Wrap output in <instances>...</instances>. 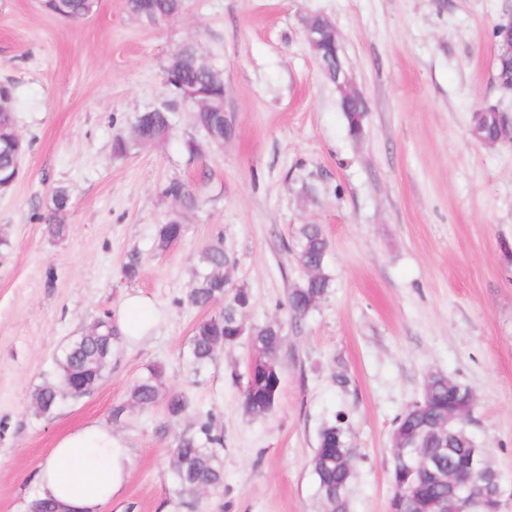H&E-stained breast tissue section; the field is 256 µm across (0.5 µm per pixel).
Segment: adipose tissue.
Returning <instances> with one entry per match:
<instances>
[{"mask_svg":"<svg viewBox=\"0 0 512 512\" xmlns=\"http://www.w3.org/2000/svg\"><path fill=\"white\" fill-rule=\"evenodd\" d=\"M154 306L141 295L128 296L117 324L128 336L152 328ZM131 456L110 427L92 422L61 438L34 482L41 497L59 503L65 512H102L123 487Z\"/></svg>","mask_w":512,"mask_h":512,"instance_id":"ef3b65f1","label":"adipose tissue"}]
</instances>
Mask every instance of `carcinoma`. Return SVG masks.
<instances>
[{
	"label": "carcinoma",
	"instance_id": "carcinoma-1",
	"mask_svg": "<svg viewBox=\"0 0 512 512\" xmlns=\"http://www.w3.org/2000/svg\"><path fill=\"white\" fill-rule=\"evenodd\" d=\"M45 8L52 14L73 19L89 16L94 0H44ZM127 10L142 13L145 20L159 23L169 16L178 15L184 8V0H128ZM168 87L178 84L194 86L203 93V108L194 112L196 127L204 134V140L190 137L183 142V149L190 159L204 156L213 145H222L230 139L234 129L224 130V80L219 68L208 57L192 47H184L168 58L164 65ZM14 90L11 84H0V181L9 182L19 171L18 151L15 149L13 112ZM347 132L358 139L364 130V113H343ZM175 127V113L171 107H160L136 114L131 124L130 136H117L112 141V156L122 159L133 151L167 138ZM161 196L176 201L184 214L194 210L199 203V187L177 178L171 179L161 189ZM69 197L59 188L53 196V208L45 216L53 235L63 234L64 212ZM183 222L168 218L160 225L157 247L168 248L183 237ZM295 255L301 268L311 269L303 281L290 289L288 308L296 319L305 318L325 299L332 287L327 270L330 241L319 224H303L298 230ZM232 265L223 243L218 242L201 249L195 269L194 287L186 295L184 303L192 309H204L221 300L223 305L199 321L190 337L183 355L185 364L195 373L214 363L226 347L239 342V332L249 336L252 349L262 356L261 369L251 381L248 393L242 395L245 411L250 415H263L275 406L281 385L278 353L282 343V327L278 323H266L245 330L243 312L251 305L246 292L230 286L225 273ZM120 332L111 316L94 320L84 331L72 337L56 358L55 373L46 378L33 393V406L40 415L49 416L60 403L74 399L72 388L85 386L84 393L93 391L104 379L112 361ZM131 403L140 409H150L164 401L166 412L178 420L191 415L188 399L164 389L162 368L153 365L146 368L131 386ZM448 403V377L433 376L429 401L414 403L404 412L412 427V434H419L417 441L421 453L436 460L448 474H453L457 463L471 447L468 436L461 432L444 433L445 417L440 405ZM222 444L221 436L214 433L211 419L200 424L198 430L180 434L172 449V474L174 491L182 504H190L195 489L219 488L224 482L223 462L215 450ZM317 479L318 494L328 512H344L336 502V494L343 492L355 474V453L347 446L342 428L331 424L323 428L317 439V447L311 459Z\"/></svg>",
	"mask_w": 512,
	"mask_h": 512
}]
</instances>
